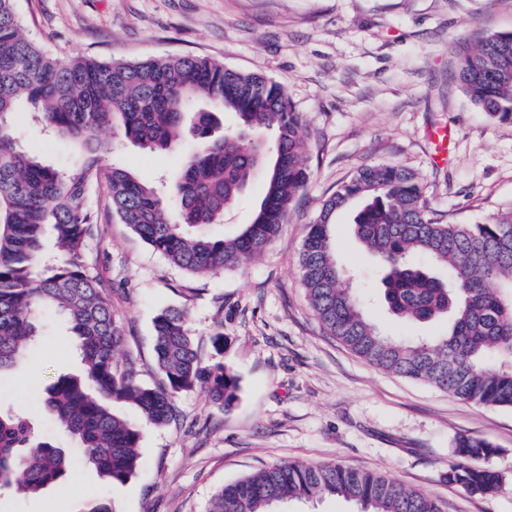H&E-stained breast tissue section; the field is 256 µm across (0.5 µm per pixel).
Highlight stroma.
Segmentation results:
<instances>
[{"mask_svg":"<svg viewBox=\"0 0 512 512\" xmlns=\"http://www.w3.org/2000/svg\"><path fill=\"white\" fill-rule=\"evenodd\" d=\"M18 19L46 53L67 58L137 61L199 55L264 74L286 91L306 126L307 187L279 236L245 267L208 277L170 265L113 214L105 183L90 203L100 224L87 262L112 290L127 350L141 380H160L153 361V319L181 307L204 361L222 359L240 379L231 410L199 390L175 400L169 425L138 420L133 406L114 413L137 420L140 466L127 482H104L76 466L64 487L35 496L0 492V512H85L110 499L116 512H207L224 484L276 462L338 463L375 471L437 499L442 512H512V408L460 400L432 385L392 374L327 336L300 276L303 241L323 201L361 168L392 164L414 172L433 219L480 224L512 209V124L490 118L461 88L458 53L484 37L512 32V0H16ZM25 148L58 168L86 151L46 139L28 112L15 122ZM445 130L446 146L431 139ZM107 163L145 179L173 175L192 135L173 149L147 152L105 132ZM447 163H439V151ZM256 175L224 213V232L251 222L264 196ZM349 213L336 224V253L355 269L369 314L397 338L427 339L440 323L392 318L379 291L381 265L350 234ZM224 333L215 354L211 338ZM64 318L50 312L25 363L0 385V408L26 416L38 436L78 455L41 406L54 375L78 370ZM460 437L491 441L483 467L500 474L490 496L448 484Z\"/></svg>","mask_w":512,"mask_h":512,"instance_id":"1","label":"stroma"}]
</instances>
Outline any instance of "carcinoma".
I'll return each instance as SVG.
<instances>
[{
	"label": "carcinoma",
	"instance_id": "carcinoma-1",
	"mask_svg": "<svg viewBox=\"0 0 512 512\" xmlns=\"http://www.w3.org/2000/svg\"><path fill=\"white\" fill-rule=\"evenodd\" d=\"M469 100L492 119L512 123V33L487 36L459 58ZM198 111L193 151L166 184L98 160L65 170L22 148L14 116L21 106L44 134L93 151L117 128L132 145L165 151L180 138L184 113ZM234 114L238 127L217 138L211 120ZM306 129L284 88L261 73L242 72L198 55L143 61L59 60L21 28L15 0H0V377L23 360L41 336L46 311H59L74 336L77 373H62L43 393V406L74 439L99 477L124 483L140 462L141 435L100 400L133 404L156 426L175 416V397L196 388L229 410L240 380L221 361L202 362L184 308L167 307L153 321L154 360L161 382L140 379V361L124 350L125 332L105 287L84 260L99 215L91 187L104 180L112 212L172 266L207 276L238 269L261 256L278 236L311 171L302 156ZM265 194L252 221L233 237L208 232L224 219L256 173ZM175 197L178 221L165 213ZM353 209L350 229L382 264L383 300L401 321L449 320L433 340L408 343L383 332L336 258L339 213ZM51 231L58 249L43 261ZM443 267L442 277L423 264ZM308 301L327 334L359 357L394 374L426 382L480 405L512 407V212L482 224H440L427 210L415 174L396 165L359 170L322 203L300 254ZM448 483L490 494L501 482L472 461L496 448L461 438ZM68 451L35 438L29 420L0 410V490L37 495L71 473ZM341 496L356 512H442L429 495L386 475L341 465L274 464L225 484L208 512H272L291 499Z\"/></svg>",
	"mask_w": 512,
	"mask_h": 512
}]
</instances>
